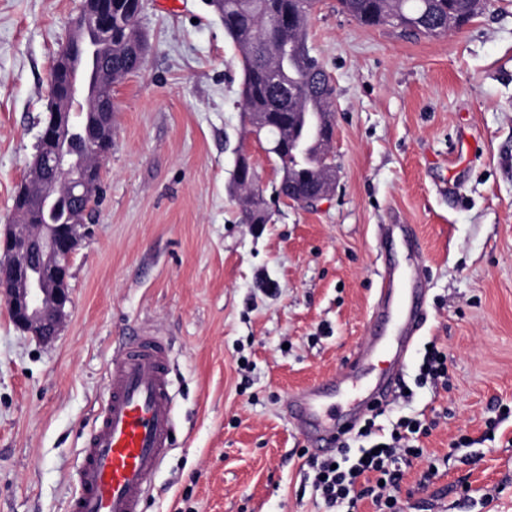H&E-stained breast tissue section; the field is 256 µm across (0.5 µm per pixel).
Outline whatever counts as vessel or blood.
I'll list each match as a JSON object with an SVG mask.
<instances>
[{"mask_svg":"<svg viewBox=\"0 0 512 512\" xmlns=\"http://www.w3.org/2000/svg\"><path fill=\"white\" fill-rule=\"evenodd\" d=\"M384 236L400 241L409 252L419 250L408 225H387ZM419 281L412 276L405 293L395 272L383 275L370 318V344L349 363L346 380L357 379L380 349L406 351L426 316ZM170 374V351L160 336L136 333L119 343L108 369V397L82 451L69 512H142L149 483L173 446ZM321 398L320 389H304L294 395L289 414L303 432L325 444L355 425L360 410L327 414Z\"/></svg>","mask_w":512,"mask_h":512,"instance_id":"vessel-or-blood-1","label":"vessel or blood"}]
</instances>
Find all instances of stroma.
Masks as SVG:
<instances>
[{
    "instance_id": "35a3bbf8",
    "label": "stroma",
    "mask_w": 512,
    "mask_h": 512,
    "mask_svg": "<svg viewBox=\"0 0 512 512\" xmlns=\"http://www.w3.org/2000/svg\"><path fill=\"white\" fill-rule=\"evenodd\" d=\"M83 0H0V234L14 219L50 103L51 65ZM143 67L112 89V152L72 304L49 343L0 300V512H67L122 336L170 345L176 422L144 512H325L288 399L344 372L385 272L381 225H412L428 319L402 368L409 396L379 424L437 420V475L406 472L398 512H512V0L445 37L364 26L317 0L306 42L335 90L332 196L242 221L248 143L258 184L281 178L239 107L240 53L209 0H142ZM448 389L417 386L423 346ZM469 483L471 501L459 495ZM257 174L249 148L243 142L236 150L234 178L248 185Z\"/></svg>"
}]
</instances>
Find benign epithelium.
Instances as JSON below:
<instances>
[{"label":"benign epithelium","mask_w":512,"mask_h":512,"mask_svg":"<svg viewBox=\"0 0 512 512\" xmlns=\"http://www.w3.org/2000/svg\"><path fill=\"white\" fill-rule=\"evenodd\" d=\"M71 39L55 57L52 102L35 145L31 183L16 196L25 212L0 244V299L15 325L44 342L58 335L71 304L68 279L87 224H50L45 215L65 199L88 212L100 193L102 167L112 149V94L97 90L99 106L76 128L67 101L77 91L76 65L112 44V0H83ZM256 170L246 144L236 150L234 178L249 184Z\"/></svg>","instance_id":"7a95c632"}]
</instances>
